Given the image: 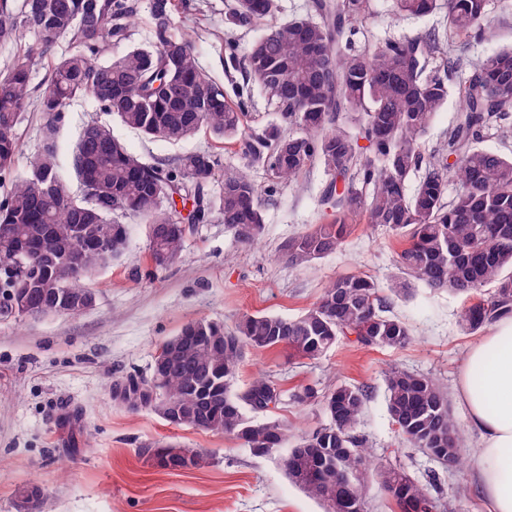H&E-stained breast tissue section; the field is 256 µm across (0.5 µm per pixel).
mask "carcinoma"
Masks as SVG:
<instances>
[{"instance_id": "cac0c4a2", "label": "carcinoma", "mask_w": 512, "mask_h": 512, "mask_svg": "<svg viewBox=\"0 0 512 512\" xmlns=\"http://www.w3.org/2000/svg\"><path fill=\"white\" fill-rule=\"evenodd\" d=\"M489 0H393L399 16L426 17L443 11L462 40L490 32ZM173 0H150L153 37L125 55L105 56L126 34L137 13L136 0H0V46L19 47L0 75V181L11 183L0 198V295L22 288L30 314L57 315L61 299L70 308L92 301L88 274L119 258L127 248L125 219L148 226L151 260L163 268L181 252L182 226L174 195L194 190L205 218L217 214L242 244L263 228L262 189L241 168L224 171L218 191L203 195L216 161L207 152L145 163L107 123L85 126L69 154L75 194L60 164L59 133L71 103L93 101L97 110L143 136L168 143L204 129L219 140L239 143L245 158L267 167L276 181L290 180L314 165L329 176L323 202L333 219L292 239L288 261L300 265L336 250L348 221L388 228L405 240L399 253L402 277L392 286L397 298L412 284L484 298L467 304L463 332L475 334L512 313V156L481 146L492 128L512 123V44L482 57L472 74L458 79L460 115L448 150L424 161L418 138L447 102L448 75L457 59L430 32L355 51L343 44L353 25L371 16V0H311L312 17L273 21L275 0H236L232 23L264 26L245 52L249 78L277 105L278 121L259 135L246 134L244 103H228L224 89L199 67L194 45L171 35ZM66 40L70 51L56 56ZM54 58L39 111L41 143L29 172H15L16 134L29 106L32 67ZM366 144H360V141ZM426 167L414 191L411 176ZM456 193L446 200L448 184ZM96 242L101 253H88ZM492 286L490 295L484 287ZM355 336L364 347L400 349L410 343L407 324L391 313L388 298L366 276H339L303 315L282 318L246 315L234 328L205 319L190 322L162 347L150 375L129 374L116 385L114 401L131 411L149 409L177 427L221 432L256 456L289 447L288 478L322 502L325 512H368L365 466L368 439L357 431L366 390L341 383L328 393L313 386L293 392L301 405L321 402L328 423L288 446V426L273 418L256 420L279 400L265 377L238 393L234 384L249 349L288 347L313 359L340 337ZM392 423L415 448L438 463L461 465L460 427L448 392L433 378L397 367L385 374ZM170 448L163 469H202L210 458L194 448L162 442L142 445L152 457ZM397 512H443L445 505L405 468L378 471ZM42 489L33 484L18 494V512H41Z\"/></svg>"}]
</instances>
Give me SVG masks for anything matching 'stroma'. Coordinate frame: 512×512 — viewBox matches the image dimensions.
Here are the masks:
<instances>
[{
	"instance_id": "obj_1",
	"label": "stroma",
	"mask_w": 512,
	"mask_h": 512,
	"mask_svg": "<svg viewBox=\"0 0 512 512\" xmlns=\"http://www.w3.org/2000/svg\"><path fill=\"white\" fill-rule=\"evenodd\" d=\"M235 0H190L176 6L171 32L190 38L198 63L221 84L230 103L245 102L249 125L262 131L278 108L248 80L244 59H230L227 40L247 45L257 30L234 26ZM392 0H372L373 14L353 38L355 48L439 30L446 45H458L444 14L396 18ZM491 40H471L461 70L502 44L512 43V0H490ZM459 110L449 96L420 138L424 157L448 146ZM112 133L146 162L207 151L217 156V177L245 159L237 144L197 133L178 144L147 139L113 123ZM255 183L272 187L263 199L264 226L256 243L245 246L218 220L194 226L180 256L168 267L150 262L147 227L129 218L124 254L86 280L95 306L79 315L17 316L0 319V512H17L19 488L37 484L42 512H324L322 503L287 477L284 450L257 457L219 432L169 424L149 410L131 411L112 399V386L130 373L148 374L162 343L188 322L206 319L234 324L243 316L269 314L293 319L320 298L341 275H366L389 288L397 275L402 244L381 227L354 224L335 252L294 266L282 256L290 238L327 223L331 210L321 199L327 176L313 167L289 181L274 183L262 166L250 167ZM462 296L417 283L392 312L404 321L411 342L398 350L364 348L346 338L314 359L290 356L288 349L247 352L236 380L269 379L281 393L269 417L288 424L291 439L327 422L322 405H300L290 394L305 385L326 392L350 383L368 390L360 429L372 445L371 468L402 466L420 481L438 475L436 493L447 512H489L470 479L468 467L445 468L412 447L392 425L386 409L383 373L399 367L428 375L453 389L472 338L459 326ZM163 441L206 453L200 470L170 472L140 452L145 442Z\"/></svg>"
}]
</instances>
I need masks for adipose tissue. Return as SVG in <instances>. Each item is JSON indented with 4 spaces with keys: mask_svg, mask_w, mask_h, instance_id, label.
I'll list each match as a JSON object with an SVG mask.
<instances>
[{
    "mask_svg": "<svg viewBox=\"0 0 512 512\" xmlns=\"http://www.w3.org/2000/svg\"><path fill=\"white\" fill-rule=\"evenodd\" d=\"M455 400L474 439L473 483L490 512H512V317L496 320L469 348Z\"/></svg>",
    "mask_w": 512,
    "mask_h": 512,
    "instance_id": "ef3b65f1",
    "label": "adipose tissue"
}]
</instances>
